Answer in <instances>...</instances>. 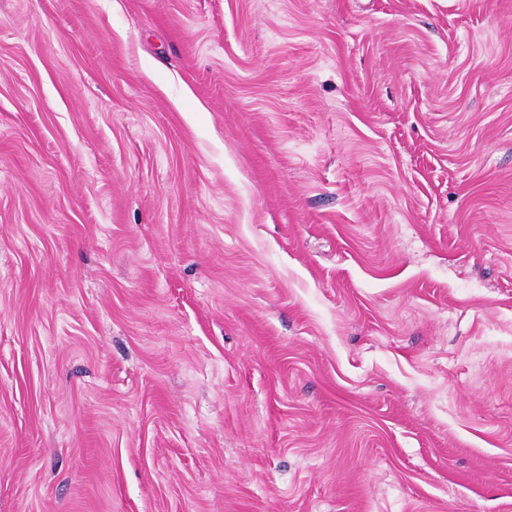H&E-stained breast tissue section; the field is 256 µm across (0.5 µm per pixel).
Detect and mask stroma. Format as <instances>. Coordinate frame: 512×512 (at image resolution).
Instances as JSON below:
<instances>
[{
    "label": "stroma",
    "mask_w": 512,
    "mask_h": 512,
    "mask_svg": "<svg viewBox=\"0 0 512 512\" xmlns=\"http://www.w3.org/2000/svg\"><path fill=\"white\" fill-rule=\"evenodd\" d=\"M0 512H512V0H0Z\"/></svg>",
    "instance_id": "35a3bbf8"
}]
</instances>
